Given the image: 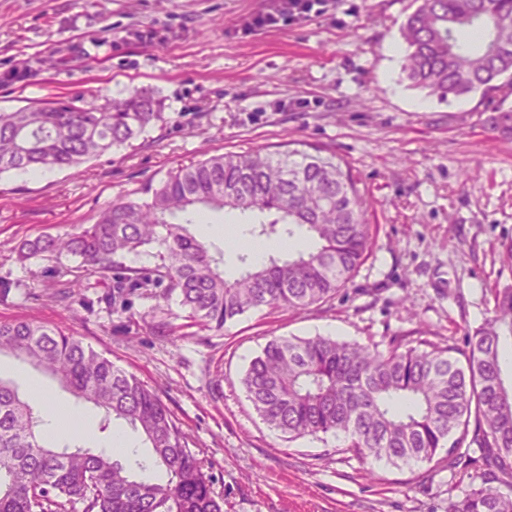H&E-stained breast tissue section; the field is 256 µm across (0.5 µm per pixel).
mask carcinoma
Instances as JSON below:
<instances>
[{
	"mask_svg": "<svg viewBox=\"0 0 512 512\" xmlns=\"http://www.w3.org/2000/svg\"><path fill=\"white\" fill-rule=\"evenodd\" d=\"M402 38L413 85L442 96H512V0H422ZM163 108L145 91L104 99L88 90L0 112V174L77 168L144 133ZM488 122L512 134V109L497 106ZM358 184L336 154L319 150L210 155L149 186L141 203L116 200L94 224L26 241L19 260H74L55 282L62 301L91 275L114 303L126 285L153 283L194 324L221 331L251 310L306 309L346 289L369 251ZM202 208L253 217L233 279L220 268L224 254L189 230ZM297 228L314 248L254 259L250 242L292 240ZM140 253L155 258L152 268L123 265ZM493 300V316L467 333L466 351L398 336L368 344L274 337L242 384L263 422L290 440L340 432L364 464L500 474L509 491L465 489L448 512H512V382L502 376L512 285L495 289ZM4 352L96 408L101 430L126 423L149 454L88 447L76 434L61 446L45 442L42 412L0 379V512H224L189 436L134 375L76 336L27 319L0 321Z\"/></svg>",
	"mask_w": 512,
	"mask_h": 512,
	"instance_id": "cac0c4a2",
	"label": "carcinoma"
}]
</instances>
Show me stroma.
Masks as SVG:
<instances>
[{"label":"stroma","instance_id":"1","mask_svg":"<svg viewBox=\"0 0 512 512\" xmlns=\"http://www.w3.org/2000/svg\"><path fill=\"white\" fill-rule=\"evenodd\" d=\"M411 0H0V110L72 90L165 101L162 120L76 170L0 175V321L25 318L79 337L154 390L191 439L224 512H448V471L362 464L332 434L290 441L265 424L241 379L275 336L362 344L413 336L466 349L512 285V137L474 92L413 86L400 29ZM277 17L273 26L253 20ZM314 147L336 153L367 201L369 254L346 292L319 307H263L220 332L191 324L160 287L125 308L90 279L55 297L61 263L19 262L26 240L95 223L118 199L204 154ZM29 399L77 408L87 444L100 415L48 375L0 355Z\"/></svg>","mask_w":512,"mask_h":512}]
</instances>
